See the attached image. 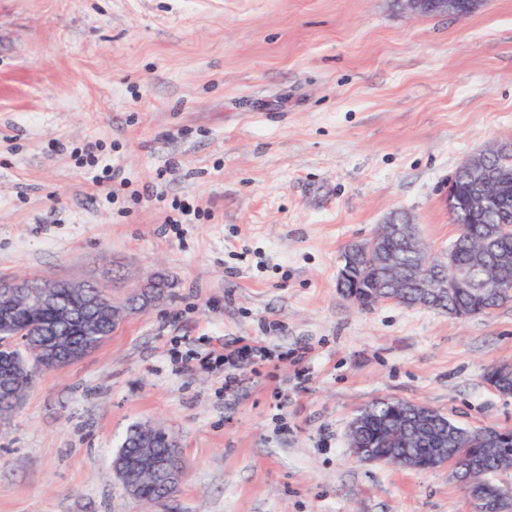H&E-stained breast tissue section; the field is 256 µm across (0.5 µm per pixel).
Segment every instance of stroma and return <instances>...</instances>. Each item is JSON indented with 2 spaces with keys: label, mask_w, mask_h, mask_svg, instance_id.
Listing matches in <instances>:
<instances>
[{
  "label": "stroma",
  "mask_w": 512,
  "mask_h": 512,
  "mask_svg": "<svg viewBox=\"0 0 512 512\" xmlns=\"http://www.w3.org/2000/svg\"><path fill=\"white\" fill-rule=\"evenodd\" d=\"M510 146L512 0H0V280L168 283L0 422V512H471L447 469L358 460L348 425L399 398L512 427L487 380L512 302L360 309L336 280L396 212L445 252L455 171ZM227 344L265 357L206 361ZM149 422L186 463L152 507L112 472ZM458 0H400L401 10L411 14H452L465 17L471 13L460 12Z\"/></svg>",
  "instance_id": "1"
}]
</instances>
